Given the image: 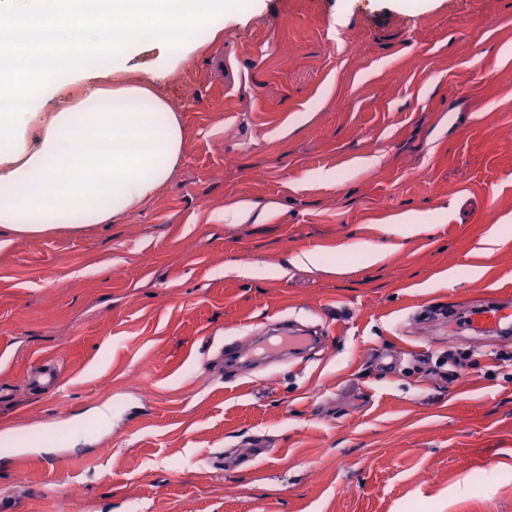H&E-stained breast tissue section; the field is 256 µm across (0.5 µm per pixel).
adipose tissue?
<instances>
[{
  "instance_id": "adipose-tissue-1",
  "label": "adipose tissue",
  "mask_w": 512,
  "mask_h": 512,
  "mask_svg": "<svg viewBox=\"0 0 512 512\" xmlns=\"http://www.w3.org/2000/svg\"><path fill=\"white\" fill-rule=\"evenodd\" d=\"M235 2L0 0V237L107 224L152 199L184 155L180 118L149 83L99 81L151 42L179 61ZM67 90L68 107H39Z\"/></svg>"
}]
</instances>
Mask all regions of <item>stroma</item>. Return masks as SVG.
<instances>
[{"label": "stroma", "instance_id": "1", "mask_svg": "<svg viewBox=\"0 0 512 512\" xmlns=\"http://www.w3.org/2000/svg\"><path fill=\"white\" fill-rule=\"evenodd\" d=\"M218 25L109 78L179 114L155 197L0 246V448L29 455L0 459V512H512V338L420 322L512 299V0H242ZM277 321L322 349L224 367Z\"/></svg>", "mask_w": 512, "mask_h": 512}]
</instances>
